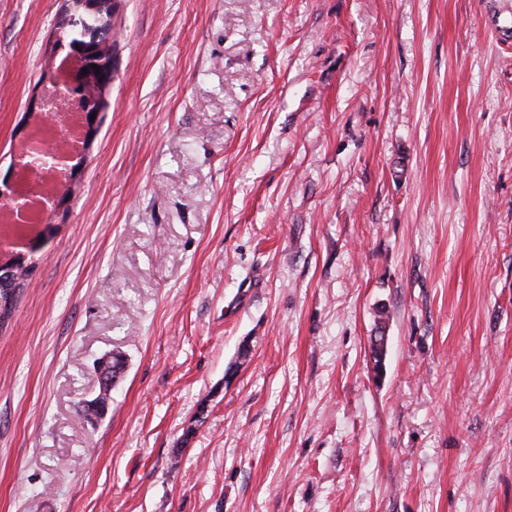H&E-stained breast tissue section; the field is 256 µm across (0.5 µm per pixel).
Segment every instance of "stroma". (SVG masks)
I'll return each mask as SVG.
<instances>
[{"label":"stroma","mask_w":512,"mask_h":512,"mask_svg":"<svg viewBox=\"0 0 512 512\" xmlns=\"http://www.w3.org/2000/svg\"><path fill=\"white\" fill-rule=\"evenodd\" d=\"M507 6L118 0L0 328V512H512ZM65 7L0 0V176ZM30 266L28 269H24L21 273L17 272V276L14 280L12 288L5 291L0 288V321L4 322L7 319L14 307L16 296L20 289L24 287L26 278L28 277ZM126 362L124 361V357L122 354L119 353V359L114 360L113 366H112V354L111 355H105L101 359H98L94 366L97 374L99 375V378L101 380V394L107 393V399L104 404L99 403L100 408L107 409L109 405V396H111L112 391V382L115 378L112 380V367L113 369L115 367H119V370L122 371L125 367Z\"/></svg>","instance_id":"obj_1"}]
</instances>
